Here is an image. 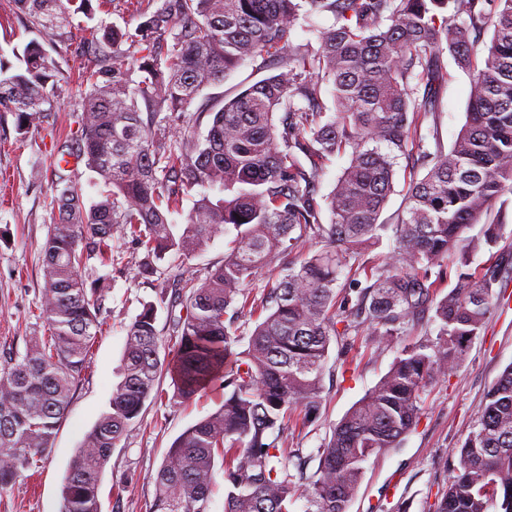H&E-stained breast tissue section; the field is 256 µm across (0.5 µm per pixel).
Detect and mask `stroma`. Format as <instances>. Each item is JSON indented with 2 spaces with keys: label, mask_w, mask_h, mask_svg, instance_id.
<instances>
[{
  "label": "stroma",
  "mask_w": 512,
  "mask_h": 512,
  "mask_svg": "<svg viewBox=\"0 0 512 512\" xmlns=\"http://www.w3.org/2000/svg\"><path fill=\"white\" fill-rule=\"evenodd\" d=\"M127 31L141 23L131 0H111L101 18L85 20V29L70 46L54 44L29 28L16 0H0V52L39 42L60 70L56 84L47 86L51 110L40 126L19 134L15 117L0 112V351L24 350L30 336L43 334L36 316L41 302V265L53 206L54 147L77 146L79 134L73 109L84 91L78 80L86 51L99 38V22ZM448 79L442 85L433 120L440 142L450 146L465 122L471 77L445 58ZM507 212L495 245L469 258L467 269L483 274L500 259L512 260V194L505 195ZM226 239L216 236L190 258L148 254L131 240L115 243L112 263L91 262L86 279L111 278L105 306L108 317L91 349V364L56 434L53 446L35 474H23L16 484L0 488V512H60L61 485L73 452L108 410L112 390L122 379L126 328L143 303L154 302L156 328L167 333L171 309L184 295L186 283L204 279L209 268L224 260ZM155 276H141L143 266ZM494 291L500 300L479 335L470 342L447 376L432 382L422 396L420 420L400 448L371 456L365 464L358 493L348 512H434V503L454 475L457 450L475 430L477 411L503 369L512 364V273L503 275ZM438 321L426 313L415 329L397 336L390 346H372L359 335L349 352L331 344L323 375L319 415L283 434L292 452V467L317 468V450L350 408L372 390L406 345L437 338ZM221 390L186 401L167 398L146 402L136 425L112 451L101 488V512H149L154 499L153 476L167 449L188 427L218 407Z\"/></svg>",
  "instance_id": "35a3bbf8"
}]
</instances>
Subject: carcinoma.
<instances>
[{"mask_svg":"<svg viewBox=\"0 0 512 512\" xmlns=\"http://www.w3.org/2000/svg\"><path fill=\"white\" fill-rule=\"evenodd\" d=\"M95 1L17 0L29 27L60 42L77 36V16L91 18ZM158 2L133 34L100 24L85 66L77 159L108 191L88 203L73 181L55 185L58 218L41 266L45 332L24 352L0 355V488L38 468L89 368L110 289L106 276L83 278L89 261L112 262L126 237L160 258H188L232 227L224 261L191 285L168 337L155 327L152 302L128 326L123 378L74 450L61 512H101L112 450L161 396L166 374L176 400L217 382L224 398L168 448L150 512H210L218 469L224 512H294L300 499L304 512H347L364 463L417 426L425 389L448 373L493 306L499 270L479 280L459 270L445 293L441 267L452 253L465 266L497 242L502 214L491 215L512 194V0ZM303 10L332 19L316 47L296 39ZM446 54L472 72L466 122L448 149L432 131L431 149L421 127L447 80ZM246 61L271 74L232 97L200 98ZM21 62L14 72L0 55V109L26 131L44 118L46 87L59 71L38 43L25 45ZM336 156L347 165L321 196L325 162ZM412 156L425 174L409 184L405 208L382 221L398 160ZM190 195L176 235L170 215ZM476 224L482 235L467 236ZM389 231L394 249L366 286L337 287L350 260ZM318 238L325 247L302 254ZM297 254L275 286L246 292L264 266ZM432 308L437 341L404 347L317 449L315 473L291 474L281 433L296 414L317 417L331 342L365 328L387 347ZM246 313L255 326L240 350ZM491 502L512 512V365L487 391L437 512H488Z\"/></svg>","mask_w":512,"mask_h":512,"instance_id":"carcinoma-1","label":"carcinoma"}]
</instances>
